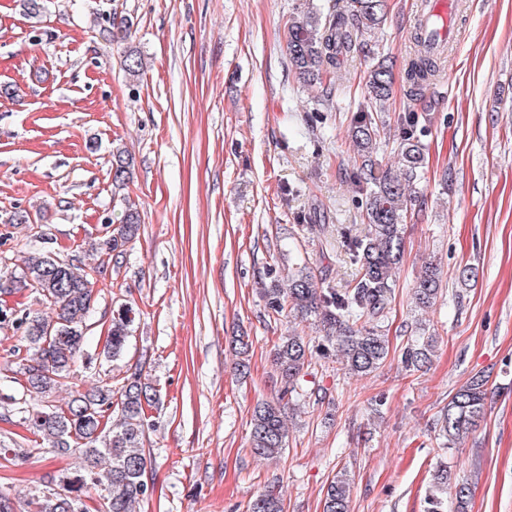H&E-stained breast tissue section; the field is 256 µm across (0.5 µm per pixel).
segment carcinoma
<instances>
[{
  "mask_svg": "<svg viewBox=\"0 0 512 512\" xmlns=\"http://www.w3.org/2000/svg\"><path fill=\"white\" fill-rule=\"evenodd\" d=\"M386 21V0H332L324 11L314 0H303L288 19L289 62L304 85L321 88L331 79L342 58L363 52L372 62L365 73L366 104L347 125V138L357 167L353 180L365 197L364 232L345 236L342 247L357 266L353 283L334 288L316 280L309 259L296 256L287 282L263 286L261 295L275 313L289 311L312 318L324 332L321 348L335 353L348 373L371 372L389 352L381 324L395 299L404 256V225L415 216L419 184L426 162V145L419 128L422 116L406 112L397 118L401 128L395 167L378 155V137L384 127L383 114L393 94V63L379 51ZM414 57L407 78L416 90L423 89L439 73L441 57L430 50L422 30L413 35ZM131 160L121 147L112 149V181L129 180ZM141 218L134 204H127L119 227L106 231L101 249L109 255L136 237ZM95 267L81 261L61 260L43 251L29 254L19 275L12 276L13 291L30 289L50 313L0 308V328L21 331L28 343L21 358L24 388L46 399L60 380L67 378L71 364L85 341L86 317L93 303L92 274ZM443 287L442 272L429 261L422 267L413 288L416 307L432 308ZM134 309L124 305L112 313L106 354L112 358L125 349ZM433 338L403 348L401 360L411 370L422 368L432 352ZM313 350L297 334L284 336L274 350V363L283 386L276 400L257 405L251 418V452L273 459L286 447V407L298 394L297 381L311 364ZM488 376L473 375L448 401L439 418L438 438L442 447L454 448L484 418ZM160 394L142 381L138 369L119 389L110 378H98L89 388L75 390L61 405L47 403L24 418L27 429L40 443L58 455L82 458V467L63 470L50 485L32 498L34 512H84L83 497L94 490L96 512H134L135 504L148 491L151 461L144 448L146 409L155 406ZM120 418H112V409ZM353 480L346 471L336 474L327 486L322 512H350ZM448 466L434 471L426 512H447ZM471 491L455 487L453 512H469ZM248 512H283L278 495H258Z\"/></svg>",
  "mask_w": 512,
  "mask_h": 512,
  "instance_id": "cac0c4a2",
  "label": "carcinoma"
}]
</instances>
